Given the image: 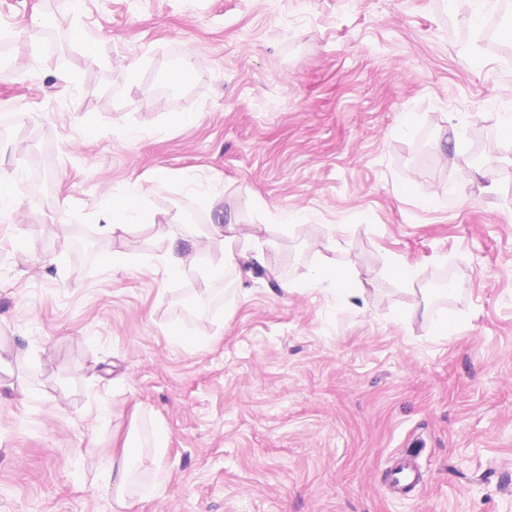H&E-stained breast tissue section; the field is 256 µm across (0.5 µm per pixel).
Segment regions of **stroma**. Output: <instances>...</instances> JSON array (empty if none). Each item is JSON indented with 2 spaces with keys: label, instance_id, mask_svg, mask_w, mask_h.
<instances>
[{
  "label": "stroma",
  "instance_id": "35a3bbf8",
  "mask_svg": "<svg viewBox=\"0 0 512 512\" xmlns=\"http://www.w3.org/2000/svg\"><path fill=\"white\" fill-rule=\"evenodd\" d=\"M471 0H0V512H112L104 456L139 436L132 512H512V51ZM64 37L53 58L35 30ZM193 61L172 95L176 69ZM136 62L138 77L125 66ZM50 153L52 191L27 188ZM261 225L263 261L166 272L163 221L103 232L113 195ZM299 214L301 232L281 226ZM140 259L112 270L113 252ZM54 258L43 265L44 255ZM411 284L283 280L329 260ZM452 279V295L432 283ZM447 309L445 336L405 312ZM206 336L186 350L170 326ZM166 454H151L154 425ZM416 452L423 490L383 478ZM378 275L394 278L404 283H410L415 277L414 270L406 263L397 262L392 257H385L382 261Z\"/></svg>",
  "mask_w": 512,
  "mask_h": 512
}]
</instances>
